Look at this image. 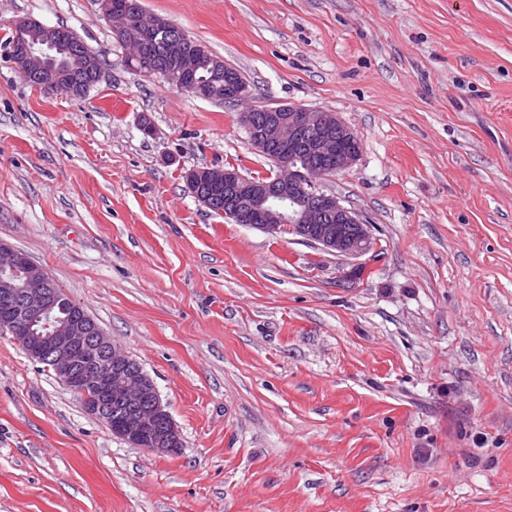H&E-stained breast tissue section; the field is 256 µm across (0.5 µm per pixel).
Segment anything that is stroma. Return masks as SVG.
<instances>
[{
    "mask_svg": "<svg viewBox=\"0 0 512 512\" xmlns=\"http://www.w3.org/2000/svg\"><path fill=\"white\" fill-rule=\"evenodd\" d=\"M249 82L336 113L361 260L212 214L268 177L232 104L124 63L99 0H0V241L154 380L182 439L115 436L0 333V512H512V0H140ZM102 50L80 99L11 67L12 21Z\"/></svg>",
    "mask_w": 512,
    "mask_h": 512,
    "instance_id": "1",
    "label": "stroma"
}]
</instances>
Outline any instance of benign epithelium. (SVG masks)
I'll return each mask as SVG.
<instances>
[{"instance_id":"benign-epithelium-1","label":"benign epithelium","mask_w":512,"mask_h":512,"mask_svg":"<svg viewBox=\"0 0 512 512\" xmlns=\"http://www.w3.org/2000/svg\"><path fill=\"white\" fill-rule=\"evenodd\" d=\"M103 17L119 41L133 38L141 53L135 69L158 74L177 89L211 99L210 85L195 78L196 55L183 53L182 29L146 12L137 0H101ZM9 60L42 92L91 88L102 77L101 51L67 42L36 20L14 23ZM254 150L275 161L276 173L257 181L235 168H194L185 174L190 192L208 204L207 191L224 188V217L268 234L283 230L338 257L357 259L373 249L370 225L317 181L350 168L360 140L335 113L302 106L249 107L238 114ZM346 144L339 149L338 144ZM45 280L44 269L0 242V332H9L29 358L47 363L59 381L87 402L98 418L114 417L116 436L157 454L180 441L153 379L87 313Z\"/></svg>"}]
</instances>
